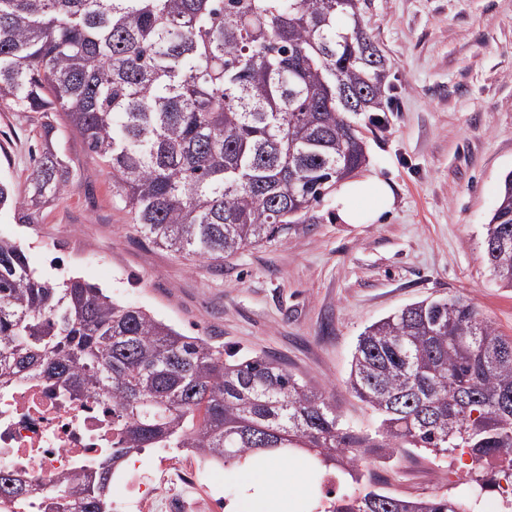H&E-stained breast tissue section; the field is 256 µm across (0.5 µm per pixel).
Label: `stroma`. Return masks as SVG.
<instances>
[{"instance_id": "35a3bbf8", "label": "stroma", "mask_w": 512, "mask_h": 512, "mask_svg": "<svg viewBox=\"0 0 512 512\" xmlns=\"http://www.w3.org/2000/svg\"><path fill=\"white\" fill-rule=\"evenodd\" d=\"M364 19L390 67L397 106L377 125L349 119L366 143V170L395 187L374 224L338 221L325 196L275 240L223 265L193 262L138 233L112 193V175L63 117L49 113L52 149L69 182L31 223L0 211V238L62 281L78 276L117 301L143 307L187 336L265 353L326 392L352 426L369 409L348 391L361 333L406 305L472 300L512 337V289L491 276L482 250L512 171V0H366ZM38 114L0 105V179L25 196L43 140ZM382 490L431 493V464H374Z\"/></svg>"}]
</instances>
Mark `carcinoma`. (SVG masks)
Here are the masks:
<instances>
[{
  "mask_svg": "<svg viewBox=\"0 0 512 512\" xmlns=\"http://www.w3.org/2000/svg\"><path fill=\"white\" fill-rule=\"evenodd\" d=\"M362 0H0V101L59 112L112 173L149 241L221 263L273 240L366 161L349 112H386L387 59ZM69 167L45 150L28 195L0 181V207L64 194ZM512 288V172L482 241ZM38 378L75 401L112 397V448L83 480H56L43 512H110L113 469L145 448H194L232 466L297 450L363 485L324 512H484L512 480V338L460 298L425 299L359 336L348 388L374 428L265 353L224 351L79 277L35 275L0 238V384ZM468 456L467 496L373 488L368 458ZM0 471V499L33 508Z\"/></svg>",
  "mask_w": 512,
  "mask_h": 512,
  "instance_id": "obj_1",
  "label": "carcinoma"
}]
</instances>
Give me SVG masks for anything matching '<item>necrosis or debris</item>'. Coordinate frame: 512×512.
<instances>
[{
    "label": "necrosis or debris",
    "mask_w": 512,
    "mask_h": 512,
    "mask_svg": "<svg viewBox=\"0 0 512 512\" xmlns=\"http://www.w3.org/2000/svg\"><path fill=\"white\" fill-rule=\"evenodd\" d=\"M111 445V398L69 403L36 380L0 386V470L24 476L34 498H41L53 479H81ZM208 471L207 459L194 450L166 459L153 485L118 471L114 510L223 512L224 497L209 485Z\"/></svg>",
    "instance_id": "obj_1"
}]
</instances>
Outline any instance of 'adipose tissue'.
Masks as SVG:
<instances>
[{
  "label": "adipose tissue",
  "mask_w": 512,
  "mask_h": 512,
  "mask_svg": "<svg viewBox=\"0 0 512 512\" xmlns=\"http://www.w3.org/2000/svg\"><path fill=\"white\" fill-rule=\"evenodd\" d=\"M393 202L391 184L372 173L340 181L334 194L336 216L345 224L375 223ZM246 468L249 476L242 483V495L228 504L227 512H299L310 491L306 459L277 463L256 455Z\"/></svg>",
  "instance_id": "ef3b65f1"
}]
</instances>
